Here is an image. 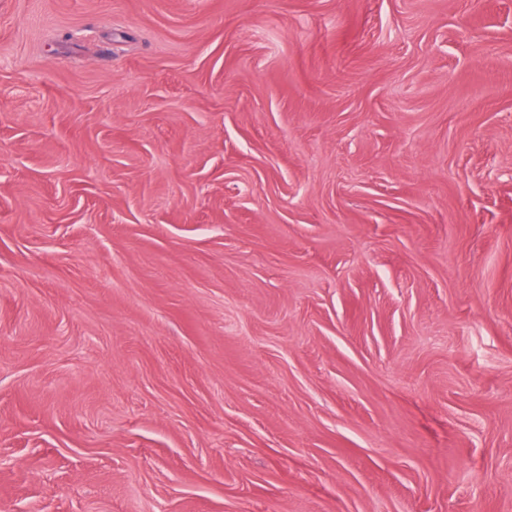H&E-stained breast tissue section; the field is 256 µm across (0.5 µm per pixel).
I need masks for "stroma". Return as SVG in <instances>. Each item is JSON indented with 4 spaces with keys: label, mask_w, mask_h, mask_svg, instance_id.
I'll list each match as a JSON object with an SVG mask.
<instances>
[{
    "label": "stroma",
    "mask_w": 512,
    "mask_h": 512,
    "mask_svg": "<svg viewBox=\"0 0 512 512\" xmlns=\"http://www.w3.org/2000/svg\"><path fill=\"white\" fill-rule=\"evenodd\" d=\"M0 512H512V0H0Z\"/></svg>",
    "instance_id": "obj_1"
}]
</instances>
